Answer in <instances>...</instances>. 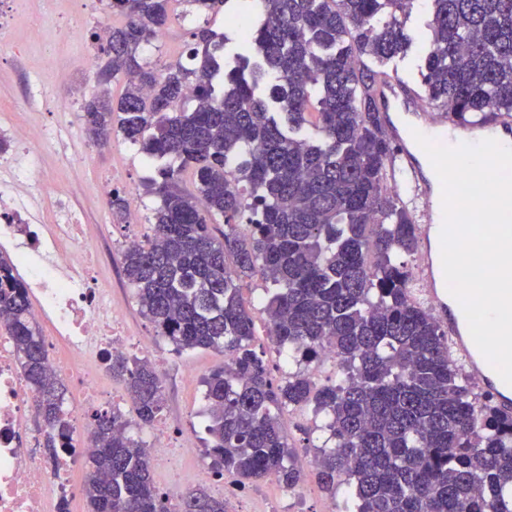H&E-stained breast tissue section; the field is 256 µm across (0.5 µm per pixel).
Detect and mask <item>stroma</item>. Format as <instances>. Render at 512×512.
<instances>
[{
    "mask_svg": "<svg viewBox=\"0 0 512 512\" xmlns=\"http://www.w3.org/2000/svg\"><path fill=\"white\" fill-rule=\"evenodd\" d=\"M0 12L11 17L10 29L0 31V119L62 128L59 140H43L32 148L36 156L32 190L40 203L48 204L50 187L69 188L74 192L73 205L84 215L88 243L95 246L105 240H121L127 232L126 225L113 217L108 200L101 198L97 191L101 176L111 174L115 177V189L127 198L129 210L140 214L142 222L137 234H149L148 219L157 203L146 188L153 174L152 167L136 146L123 139L112 140L105 148L95 146L86 134L80 112L67 109L70 86L79 87L84 102L99 91L96 71L84 68L93 30L87 21L89 13H96L109 25L122 24V16L112 13L106 0H96L91 7L86 0H0ZM429 19L428 0H414L405 22L413 46L406 55L388 63L392 75L418 81L419 52L429 35ZM205 25L218 33L226 30L220 14L199 15L186 24L173 19L165 38L147 53V60L163 63L185 60L192 43L191 31ZM48 50L55 54L56 67L43 65ZM102 260L98 274L112 281L115 297L125 309L129 335L145 339L152 353L166 358L160 371L166 398L163 421L170 429L193 439L197 448L195 455L181 460L177 473L154 471V485L163 489L174 476L193 483L197 471L205 469L208 463L204 455L210 441L205 430L208 420L204 414V380L213 369L223 365L224 356L214 350L175 352L143 316L122 274L120 250L104 252ZM264 286L258 276L244 280L240 296L254 317V344L265 350L271 376L278 381L284 372L278 366L274 350L268 347L267 322L261 310Z\"/></svg>",
    "mask_w": 512,
    "mask_h": 512,
    "instance_id": "35a3bbf8",
    "label": "stroma"
}]
</instances>
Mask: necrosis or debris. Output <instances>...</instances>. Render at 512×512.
<instances>
[{
  "instance_id": "1",
  "label": "necrosis or debris",
  "mask_w": 512,
  "mask_h": 512,
  "mask_svg": "<svg viewBox=\"0 0 512 512\" xmlns=\"http://www.w3.org/2000/svg\"><path fill=\"white\" fill-rule=\"evenodd\" d=\"M13 143L0 158V249L11 250L29 295L37 298V317L47 332L50 366L59 373L80 367L81 401L70 404L72 428H83L88 414L113 401L107 374L113 354L130 340L125 316L112 300L110 285L95 275L96 257L83 239L84 218L59 190L56 221H42L30 192L34 163L31 146L51 138L53 129L11 123L0 127ZM36 413L32 391L19 369L8 337H0V512H68L76 496L69 476L43 454L30 422ZM152 468L175 467L194 453L189 438L153 430Z\"/></svg>"
}]
</instances>
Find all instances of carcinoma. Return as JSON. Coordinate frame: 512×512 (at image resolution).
I'll return each mask as SVG.
<instances>
[{
	"label": "carcinoma",
	"instance_id": "obj_1",
	"mask_svg": "<svg viewBox=\"0 0 512 512\" xmlns=\"http://www.w3.org/2000/svg\"><path fill=\"white\" fill-rule=\"evenodd\" d=\"M173 2L110 0L126 23L103 39L92 34L106 57L104 88L82 120L93 141L117 132L157 164L147 181L158 198L151 233L122 252L142 314L178 353L230 357L205 379L210 471L294 487L297 454L279 413L310 407L322 417L321 445L308 444L320 448L319 482L333 501L344 489L346 512H512V415L474 393L399 261L418 237L387 186L396 146L376 85L390 74L374 64L408 52L413 0H262L243 32H191L193 65L153 67L143 46L167 26ZM188 2L198 14L230 3L252 15L250 0ZM430 7L425 98L460 121L512 118V0ZM119 74L128 81L114 102L105 85ZM187 99L192 108H177ZM186 171L193 193L180 187ZM256 274L273 286L262 311L276 345L299 366L334 348L345 382L318 386L302 370L273 382L240 298V281ZM0 312L56 460L70 447L64 387L2 253ZM112 375L125 382L139 426L159 419L164 386L148 360L114 355ZM128 428L116 411L93 415L88 512H169L146 445ZM178 512H225L224 500L199 487Z\"/></svg>",
	"mask_w": 512,
	"mask_h": 512
}]
</instances>
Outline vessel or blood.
Here are the masks:
<instances>
[{"label": "vessel or blood", "mask_w": 512, "mask_h": 512, "mask_svg": "<svg viewBox=\"0 0 512 512\" xmlns=\"http://www.w3.org/2000/svg\"><path fill=\"white\" fill-rule=\"evenodd\" d=\"M378 95L382 121L388 132L402 144L401 161L407 181L422 201V208L416 216L417 229L424 244L419 265L420 277L430 288L451 351L456 358L463 361L466 375L481 388L492 390L500 409L510 414L512 385H502L492 377L484 356L470 336L460 304L449 300L443 293L442 262L432 248V243L443 225L438 192L440 180L438 176L425 173L421 163L424 151L415 141L414 135L419 132L432 140L443 136L457 145H473L483 139L495 137L506 147H512V136L497 135L495 126L487 122L463 126L450 120L447 114L429 113L423 96L411 91L396 78L381 82Z\"/></svg>", "instance_id": "obj_1"}]
</instances>
